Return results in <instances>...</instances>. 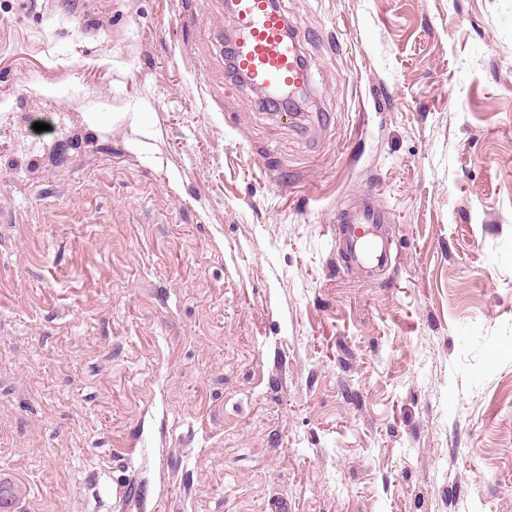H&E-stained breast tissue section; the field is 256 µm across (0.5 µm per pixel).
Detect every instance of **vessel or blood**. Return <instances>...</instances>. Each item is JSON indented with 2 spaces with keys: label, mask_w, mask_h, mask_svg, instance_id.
Instances as JSON below:
<instances>
[{
  "label": "vessel or blood",
  "mask_w": 512,
  "mask_h": 512,
  "mask_svg": "<svg viewBox=\"0 0 512 512\" xmlns=\"http://www.w3.org/2000/svg\"><path fill=\"white\" fill-rule=\"evenodd\" d=\"M232 10L237 20L233 42L236 75L274 97L285 96L305 82L307 67L301 46L289 35L280 10L269 0H232ZM336 222L352 265L364 273L388 265L391 256L383 230L389 216L374 198L339 211Z\"/></svg>",
  "instance_id": "1"
}]
</instances>
